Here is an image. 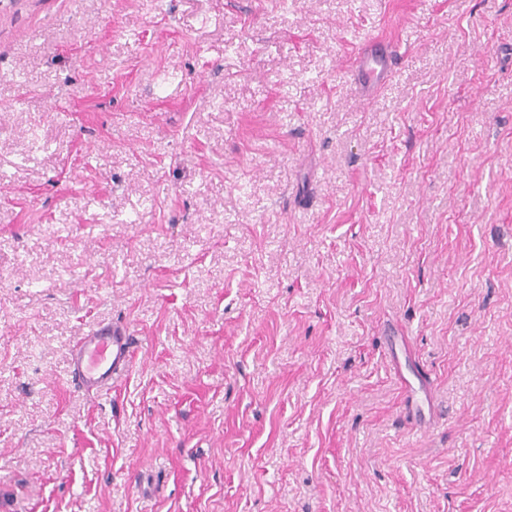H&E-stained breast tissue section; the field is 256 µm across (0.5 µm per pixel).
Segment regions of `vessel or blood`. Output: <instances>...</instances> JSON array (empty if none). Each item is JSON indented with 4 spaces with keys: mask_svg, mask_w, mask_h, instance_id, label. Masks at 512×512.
<instances>
[{
    "mask_svg": "<svg viewBox=\"0 0 512 512\" xmlns=\"http://www.w3.org/2000/svg\"><path fill=\"white\" fill-rule=\"evenodd\" d=\"M395 64V54L376 38L367 39L355 59L354 83L362 95L376 91ZM134 338L128 327L102 323L78 337L69 359L71 383L84 391L104 393L128 372Z\"/></svg>",
    "mask_w": 512,
    "mask_h": 512,
    "instance_id": "b4317fda",
    "label": "vessel or blood"
}]
</instances>
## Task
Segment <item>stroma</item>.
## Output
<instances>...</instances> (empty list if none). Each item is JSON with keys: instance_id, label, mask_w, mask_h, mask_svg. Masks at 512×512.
Instances as JSON below:
<instances>
[{"instance_id": "1", "label": "stroma", "mask_w": 512, "mask_h": 512, "mask_svg": "<svg viewBox=\"0 0 512 512\" xmlns=\"http://www.w3.org/2000/svg\"><path fill=\"white\" fill-rule=\"evenodd\" d=\"M0 512H512V0H0ZM395 52L377 38H369L355 59L354 84L363 96H369L386 80L395 64ZM134 337L128 327L112 322L83 333L70 353L71 383L87 392L110 391L112 384L129 370Z\"/></svg>"}]
</instances>
